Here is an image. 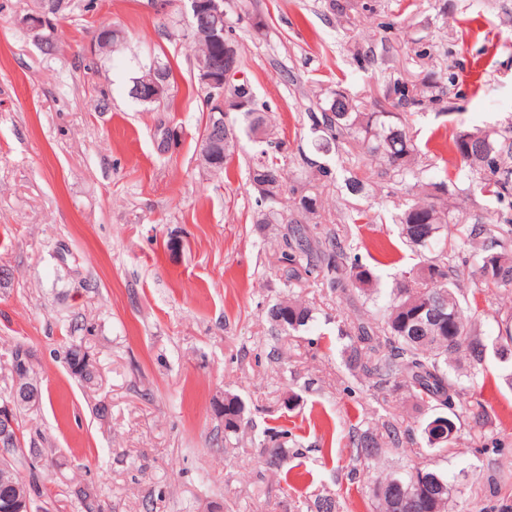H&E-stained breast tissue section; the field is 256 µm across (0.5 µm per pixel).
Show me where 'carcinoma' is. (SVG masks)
<instances>
[{"mask_svg": "<svg viewBox=\"0 0 512 512\" xmlns=\"http://www.w3.org/2000/svg\"><path fill=\"white\" fill-rule=\"evenodd\" d=\"M247 17L249 12L241 0H224V39L235 43L236 25ZM209 24L205 16L188 21L189 35L197 46L196 58L210 57L222 65L224 54L211 44ZM159 71L164 78L161 95L151 100L135 94L132 98L143 104L165 101L173 74L167 64ZM236 97V90L225 91L228 111L240 113L254 141L263 144L249 167L250 183L267 185L256 198L260 207L257 223L291 225L280 253V261L288 264V278H299L301 268L306 276H315L324 288L344 295L356 292L372 299L376 293L374 276L361 257L347 255V235L321 227L318 187L332 178L331 169L303 157L311 175L293 190L289 204H282L283 171L273 156L281 142L270 136L264 109L254 101L242 105ZM426 104L440 111L447 109L441 95L418 98L410 94L406 82L397 79L387 87L383 100L374 101L370 112L361 110L347 93L336 89L319 105V112L310 113V119L312 131L321 133L315 143L317 151L328 153L341 142H358L369 155L382 159L389 179L409 182L413 199L398 216L403 244L418 251L443 241L437 254L411 269L408 280L393 289L382 319L360 315L350 321L346 350L347 366L356 375L375 388L402 390L415 400L416 407L425 412L422 439L439 451L450 441L433 443L431 424L451 423L454 440L461 421L469 420L476 427L484 425L492 407L477 398L465 383L475 382L482 374L488 351L505 360L512 357V314L500 318L497 335L485 341L475 323V311L456 284L462 264L475 269L484 289L512 286V215L496 209L457 216L440 204L448 185L423 180L420 151L407 113L403 112L408 106ZM234 145V126L226 123L224 146L211 167L224 168ZM449 151V163L459 179L468 181L494 202L506 201L512 206V122L487 131L460 130L452 136ZM441 308L446 309L444 318L434 314ZM267 317L281 331L297 332L312 321V310L289 299L270 306ZM460 354L467 364H461ZM29 358L25 345L18 343L11 349L9 364L16 367L17 377L0 388V406L12 401L29 384L27 376L33 373L28 367ZM66 358L73 375L89 387L98 385V373L81 345L71 344ZM26 410L25 404L15 406V429L10 441L0 438V512H19L21 501L33 503L44 496V439L37 433L25 435L22 414ZM220 414L228 437L244 423V404L238 396L227 394ZM383 429L381 434L366 429L353 435L359 457L372 459L385 448L401 446L402 435L395 424L387 421ZM288 435V428L283 425L267 428L272 443L267 464L281 467L287 463L283 446ZM453 493L454 484L435 463L377 480L372 489L378 512H448ZM73 495L83 512H104L101 494L93 485L80 484Z\"/></svg>", "mask_w": 512, "mask_h": 512, "instance_id": "carcinoma-1", "label": "carcinoma"}]
</instances>
